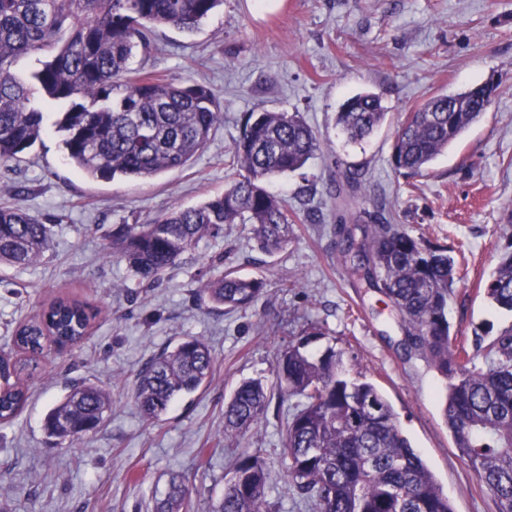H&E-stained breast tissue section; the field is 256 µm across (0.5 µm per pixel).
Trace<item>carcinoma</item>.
<instances>
[{"mask_svg":"<svg viewBox=\"0 0 512 512\" xmlns=\"http://www.w3.org/2000/svg\"><path fill=\"white\" fill-rule=\"evenodd\" d=\"M223 0H0V162L30 150L45 129L43 105L69 104L58 121L67 160L94 179L149 180L186 166L208 144L223 119L216 97L202 84L182 85L131 68L151 53L160 26L191 33ZM23 55L46 60L28 79L12 70ZM502 76L454 94H437L400 123L393 165L400 174H423L480 117L498 94ZM373 94L348 98L335 126L353 142L369 137L385 120ZM320 150V135L299 112H249L236 142L237 169L224 193L158 217L151 224L112 229L118 249L141 282L153 284L204 236L226 224H247L258 248H283L297 214L267 183L294 173ZM336 199L363 189V174L349 171ZM334 234L349 276L385 296L403 330L402 350L418 356L447 380L442 415L455 447L481 479L496 512H512V326L484 342V365L465 347L452 345L448 299L455 259L448 251L409 236L375 217L358 240L336 217ZM52 229L20 208L0 207V264L27 266L51 247ZM265 282L226 271L203 283L210 302L227 311L254 304ZM485 296L512 313V251L503 253L485 282ZM93 314L84 304L56 299L39 319L20 326L16 346L42 353L49 339L75 345L87 335ZM314 330L291 340L277 356L276 384L244 380L224 408V433L243 435L265 419L273 398L296 400L282 426L280 455L288 485L316 512H453L399 427L380 389L358 373L350 376L342 353L307 350ZM213 356L189 336L165 349L141 371L133 398L141 413L158 420L177 400L204 388ZM24 366L0 363V421L16 417L27 401L19 382ZM111 407L109 394L78 384L44 420L59 443L95 433ZM270 476L256 455L235 462L214 512H272ZM190 492L169 484L155 512H189Z\"/></svg>","mask_w":512,"mask_h":512,"instance_id":"obj_1","label":"carcinoma"}]
</instances>
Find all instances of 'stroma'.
Listing matches in <instances>:
<instances>
[{
	"mask_svg": "<svg viewBox=\"0 0 512 512\" xmlns=\"http://www.w3.org/2000/svg\"><path fill=\"white\" fill-rule=\"evenodd\" d=\"M132 65L208 86L224 119L184 168L151 180H96L66 158L54 128L66 109L58 103L46 109L41 140L21 160L0 164V206L53 227L42 258L0 266V355L22 359L13 332L52 298L82 301L96 313L79 346L45 349L24 378L25 408L0 422V512H153L174 476L191 489L190 512H212L234 461L246 454L265 461L280 512H301L279 459L287 403L272 402L258 427L230 439L224 405L241 381L274 383L277 354L314 326L322 333L309 350L335 347L347 367L379 387L453 512H494L444 422L445 379L402 355L403 332L386 298L353 285L328 228L341 214L359 235L361 212L383 214L457 260L447 311L453 337L471 342L512 326V313L483 294L499 255L512 250V0H224L195 32L157 29L150 55ZM493 72L503 84L482 118L423 175H400L391 155L405 115ZM363 91L381 97L387 116L370 138L352 144L334 116ZM262 110L301 113L319 132L316 156L269 189L295 211L319 208L323 224L297 221L288 245L272 254L258 249L248 225L228 224L152 287L139 285L108 250L113 225L146 224L222 194L241 119ZM349 168L364 172L365 188L340 212L329 190ZM228 268L263 278L264 293L251 307L228 313L200 300L203 282ZM187 336L209 344L211 382L148 421L132 398L137 375ZM81 381L109 393L105 425L76 445L48 444L46 411Z\"/></svg>",
	"mask_w": 512,
	"mask_h": 512,
	"instance_id": "35a3bbf8",
	"label": "stroma"
}]
</instances>
